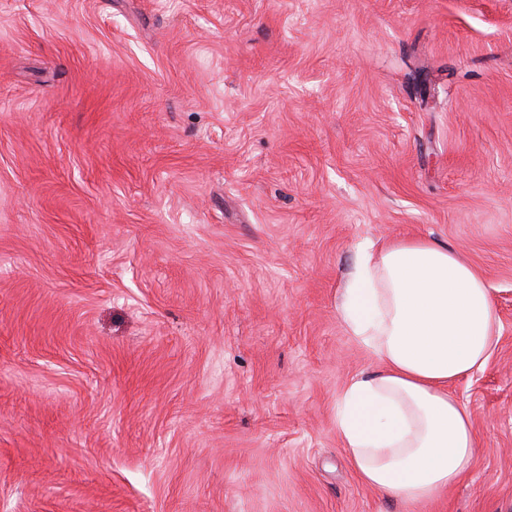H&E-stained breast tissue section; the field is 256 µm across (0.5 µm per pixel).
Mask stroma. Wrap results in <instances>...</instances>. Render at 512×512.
<instances>
[{
  "mask_svg": "<svg viewBox=\"0 0 512 512\" xmlns=\"http://www.w3.org/2000/svg\"><path fill=\"white\" fill-rule=\"evenodd\" d=\"M407 237L500 325L421 505L336 434ZM0 512H512V0H0Z\"/></svg>",
  "mask_w": 512,
  "mask_h": 512,
  "instance_id": "35a3bbf8",
  "label": "stroma"
}]
</instances>
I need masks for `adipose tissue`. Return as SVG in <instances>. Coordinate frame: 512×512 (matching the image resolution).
Returning <instances> with one entry per match:
<instances>
[{"instance_id":"ef3b65f1","label":"adipose tissue","mask_w":512,"mask_h":512,"mask_svg":"<svg viewBox=\"0 0 512 512\" xmlns=\"http://www.w3.org/2000/svg\"><path fill=\"white\" fill-rule=\"evenodd\" d=\"M339 316L379 370L344 387L336 432L366 485L414 503L452 488L479 448L453 392L483 370L498 334L482 276L424 238L366 241Z\"/></svg>"}]
</instances>
